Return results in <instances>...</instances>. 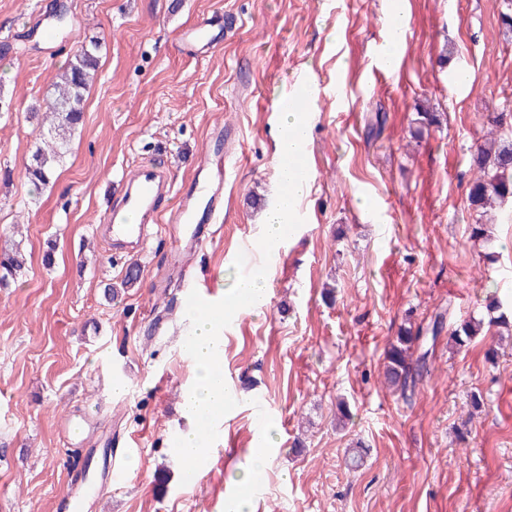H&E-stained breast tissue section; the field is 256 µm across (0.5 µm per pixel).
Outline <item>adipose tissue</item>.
Returning a JSON list of instances; mask_svg holds the SVG:
<instances>
[{
    "label": "adipose tissue",
    "instance_id": "ef3b65f1",
    "mask_svg": "<svg viewBox=\"0 0 512 512\" xmlns=\"http://www.w3.org/2000/svg\"><path fill=\"white\" fill-rule=\"evenodd\" d=\"M308 192L307 183L296 176H289L284 190L275 206L267 213L265 225L269 241H276L283 224L289 223L297 202ZM197 333L192 341L196 355L197 382L183 396L186 413L197 423L196 430L184 435L180 453L188 468L200 470L204 467L209 450L198 430L215 420L219 408L224 405V381L219 358L223 338L213 315L200 313L196 316Z\"/></svg>",
    "mask_w": 512,
    "mask_h": 512
}]
</instances>
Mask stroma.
Segmentation results:
<instances>
[{"instance_id": "stroma-1", "label": "stroma", "mask_w": 512, "mask_h": 512, "mask_svg": "<svg viewBox=\"0 0 512 512\" xmlns=\"http://www.w3.org/2000/svg\"><path fill=\"white\" fill-rule=\"evenodd\" d=\"M396 1L401 63L377 79ZM50 2L0 0V98L12 104L0 119V256L26 257L0 287V512H58L90 450L108 444L136 452L84 512H226L250 466L256 395L271 449L252 512H512V327L490 325L486 309L499 299L512 320V201L482 217L468 200L475 147L512 108V0H62L68 26L48 42ZM215 14L218 46L183 54L178 30ZM93 40L83 123L34 186L26 163L46 92ZM459 70L468 92L448 86ZM307 82L313 178L294 238L271 257L250 245L280 194L281 102ZM216 126L233 143L224 212L185 274L218 299L260 269L267 301L223 333L242 402L215 424L186 487L176 444L195 427L182 411L195 326L172 229L159 225L132 258L96 227L139 164L163 162L174 187L187 185ZM479 221L487 238L471 235ZM132 265L139 281L122 287ZM439 312L429 372L403 400L385 353ZM469 320L489 327L457 348L450 331ZM69 420L81 437L65 435Z\"/></svg>"}]
</instances>
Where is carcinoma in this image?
<instances>
[{
  "label": "carcinoma",
  "mask_w": 512,
  "mask_h": 512,
  "mask_svg": "<svg viewBox=\"0 0 512 512\" xmlns=\"http://www.w3.org/2000/svg\"><path fill=\"white\" fill-rule=\"evenodd\" d=\"M95 44L78 48L69 59L66 68L58 80L47 90V115L49 126L40 133L42 145L36 147L27 165L31 182L36 185L47 184L62 162L69 139L82 123V101L84 92L95 77L97 58ZM504 134L509 141L495 144L485 142L476 147L473 162L478 176L472 183L468 199L470 205L485 209L492 204H502L505 198H512V127ZM25 256L18 250L5 255L0 261L3 274L0 285L8 284L9 278L21 271ZM483 322H464L451 332V339L458 347H464L473 336L478 334ZM419 339L418 334L403 330L391 344L386 354L387 374L405 400H410L416 386L428 373V351L413 357V346Z\"/></svg>",
  "instance_id": "obj_1"
}]
</instances>
